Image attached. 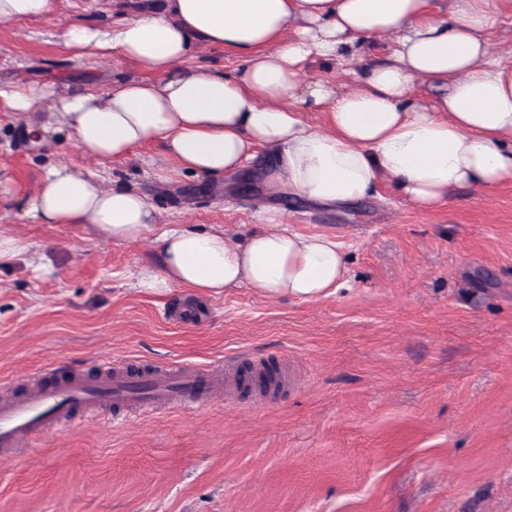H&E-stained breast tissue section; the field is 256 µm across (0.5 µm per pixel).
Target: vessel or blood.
I'll return each instance as SVG.
<instances>
[{"label": "vessel or blood", "instance_id": "obj_1", "mask_svg": "<svg viewBox=\"0 0 512 512\" xmlns=\"http://www.w3.org/2000/svg\"><path fill=\"white\" fill-rule=\"evenodd\" d=\"M241 357L225 354L204 368L168 361L145 365L95 360L85 367L54 363L21 388L0 394V461L18 458L41 436L74 428L104 410L127 420L202 411L238 396Z\"/></svg>", "mask_w": 512, "mask_h": 512}]
</instances>
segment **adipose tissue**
Segmentation results:
<instances>
[{
  "mask_svg": "<svg viewBox=\"0 0 512 512\" xmlns=\"http://www.w3.org/2000/svg\"><path fill=\"white\" fill-rule=\"evenodd\" d=\"M509 11L512 0H450L445 14L432 0H162L106 31L70 24L63 40L75 59L117 58L140 75L79 92L22 80L0 88V103L40 141L66 132L98 163L48 168L35 191L23 192L25 212L42 224L86 225L115 243L155 238L158 267L137 273L155 292L333 295L344 274L336 240L288 230L264 205L258 230L238 244L193 224L161 230L148 197L107 185L104 164L157 140L168 162L153 168L155 182L220 184L263 148L272 192L328 206L388 184L426 210L459 188L512 182V59L487 37ZM382 37L392 41L390 58L368 61L367 45ZM203 42L234 54L236 74L189 67ZM317 62L352 66L359 86L308 78ZM420 84L430 102L417 97ZM303 107L323 112V124L305 122Z\"/></svg>",
  "mask_w": 512,
  "mask_h": 512,
  "instance_id": "obj_1",
  "label": "adipose tissue"
}]
</instances>
